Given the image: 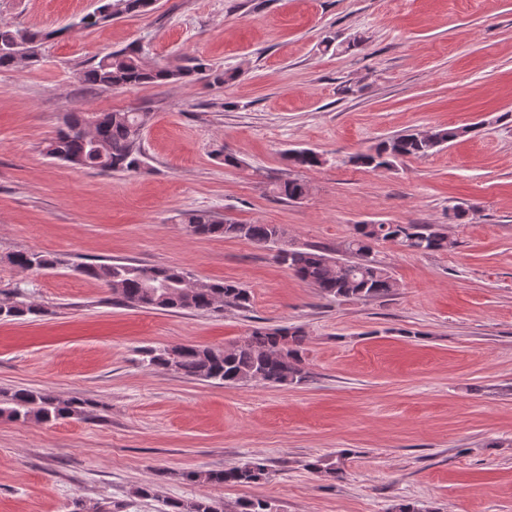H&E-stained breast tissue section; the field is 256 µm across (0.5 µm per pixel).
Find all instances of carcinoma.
<instances>
[{
  "instance_id": "1",
  "label": "carcinoma",
  "mask_w": 512,
  "mask_h": 512,
  "mask_svg": "<svg viewBox=\"0 0 512 512\" xmlns=\"http://www.w3.org/2000/svg\"><path fill=\"white\" fill-rule=\"evenodd\" d=\"M154 0H105L99 8L80 18L87 29L124 16L144 14ZM46 35L9 26H0V68L29 66L38 61L37 43ZM205 74L215 84L224 85L236 79L233 70H218L195 58L189 68L145 64L135 50L111 52L91 67L80 72V80L91 87L112 89L159 82L177 81L190 73ZM150 113L71 112L65 127L51 138L46 155L72 167L110 175L114 172H136L142 161L141 136ZM474 128H438L422 133L399 134L379 141L368 153L352 157L363 167L392 169L408 158L423 157L440 150ZM288 162L296 169H311L322 164L321 156L307 150L288 153ZM279 198L295 200L307 193L298 179L273 184ZM182 223L195 236L241 238L275 251V260L288 267L300 280L317 288L326 298L382 299L398 288L391 271L378 258L375 245L387 242L418 254L446 251L454 246L438 224H355L343 252L347 268L336 271V258L321 247H283L286 232L279 224H245L221 218L207 211L192 210L182 214ZM10 262L24 270H46L58 264L41 252H17ZM77 273L97 281L112 293V299L128 307L160 311H202L220 313L226 306L245 309L250 304L247 289L231 282H192L189 273L174 267L141 266L124 262L84 263L74 267ZM45 309L15 291V299L0 301V319L25 316L39 317ZM304 331L299 326L259 327L241 345L216 348L196 345L179 347L177 373L188 379H203L225 385H244L261 381L274 386L299 385L308 378L303 351ZM142 362L149 368L169 369L167 349L143 350ZM91 403L79 397L58 400L29 388L0 391V417L9 420L49 422L87 413ZM346 452L336 459L314 457L306 467L329 480H340L344 474ZM268 475L260 463H245L220 470H187L180 478L190 484L250 485ZM166 512H223L219 503L201 498L190 502L168 500ZM231 512H270L267 502L243 499Z\"/></svg>"
}]
</instances>
